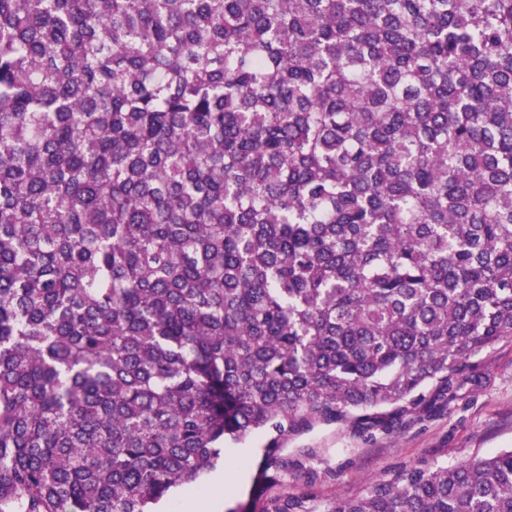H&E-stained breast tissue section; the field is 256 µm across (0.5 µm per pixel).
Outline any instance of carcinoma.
<instances>
[{
    "mask_svg": "<svg viewBox=\"0 0 512 512\" xmlns=\"http://www.w3.org/2000/svg\"><path fill=\"white\" fill-rule=\"evenodd\" d=\"M511 337L512 0H0V512L274 480ZM329 512H512V448Z\"/></svg>",
    "mask_w": 512,
    "mask_h": 512,
    "instance_id": "1",
    "label": "carcinoma"
}]
</instances>
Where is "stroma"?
Returning <instances> with one entry per match:
<instances>
[{
    "label": "stroma",
    "instance_id": "35a3bbf8",
    "mask_svg": "<svg viewBox=\"0 0 512 512\" xmlns=\"http://www.w3.org/2000/svg\"><path fill=\"white\" fill-rule=\"evenodd\" d=\"M264 444L258 435L224 448L219 469L230 475L240 468L244 476L217 512H255L266 496L284 490L314 495L318 512H326L336 497L363 496L403 468L461 464L512 448V338L483 353L473 380L460 382L434 412L405 416L387 430L336 422L289 436L283 452L304 469L275 485L262 476Z\"/></svg>",
    "mask_w": 512,
    "mask_h": 512
}]
</instances>
